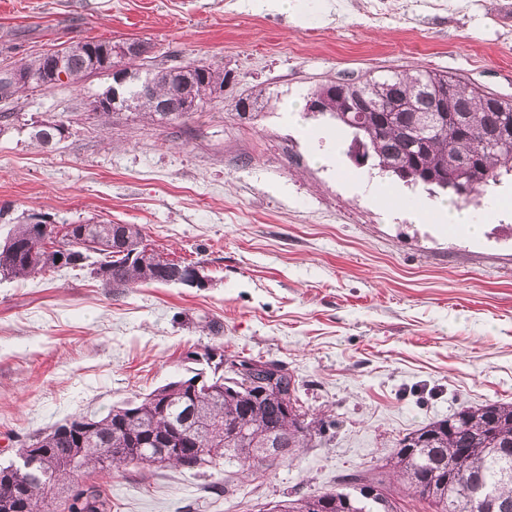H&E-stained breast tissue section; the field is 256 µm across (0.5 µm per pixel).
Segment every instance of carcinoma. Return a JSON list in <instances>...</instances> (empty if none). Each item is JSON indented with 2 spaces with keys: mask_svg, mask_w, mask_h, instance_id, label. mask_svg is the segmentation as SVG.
I'll return each mask as SVG.
<instances>
[{
  "mask_svg": "<svg viewBox=\"0 0 512 512\" xmlns=\"http://www.w3.org/2000/svg\"><path fill=\"white\" fill-rule=\"evenodd\" d=\"M117 41L85 40L61 48L68 54L66 79L50 72L46 55L0 64V95L13 101L31 91L74 85L94 76H108L116 62ZM31 77L29 85L13 87L14 66ZM228 71L193 61L155 65L145 78L131 75L125 96L112 105V89L90 103L101 118L115 112H138L166 124L183 117L181 109L200 110L224 99L220 90ZM361 89L381 100L382 110L342 117L347 97L320 86L311 98L361 143L371 165L412 185L446 190L463 202H474L504 174L512 172V141L498 143L512 127V101L492 104L494 95L455 74L424 70L394 71L367 79ZM447 92L459 107V124L419 127L420 113L407 105L431 106L429 94ZM65 124L46 121L31 127V141L41 147L57 143ZM173 261L145 244L138 224H69L62 237L55 226L32 214L15 225L0 243V273L26 280L50 269H90L101 284L121 293L142 284L175 283L168 266ZM202 378L193 391L163 390L134 401L135 413L111 409L102 415H76L29 439L32 465L0 467V512H51L56 496L69 492L68 512H112V500L100 487L80 477L107 473L130 464L152 466L143 449H157L160 437L180 435L179 455L167 466L198 472L217 469L224 460L248 470H270L335 422L308 418L297 395L296 380L285 372L280 382L229 385L218 366L195 373ZM392 470L414 495L431 502L435 512H512V403L464 406L446 419L406 434L388 460ZM347 487L371 486L368 500L340 490L283 500L272 512H307L316 497L324 512H397L396 501L382 481L356 471L340 477Z\"/></svg>",
  "mask_w": 512,
  "mask_h": 512,
  "instance_id": "cac0c4a2",
  "label": "carcinoma"
}]
</instances>
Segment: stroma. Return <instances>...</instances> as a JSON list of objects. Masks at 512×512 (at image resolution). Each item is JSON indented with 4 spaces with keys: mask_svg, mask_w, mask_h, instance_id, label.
Instances as JSON below:
<instances>
[{
    "mask_svg": "<svg viewBox=\"0 0 512 512\" xmlns=\"http://www.w3.org/2000/svg\"><path fill=\"white\" fill-rule=\"evenodd\" d=\"M0 0V53L35 57L81 40L139 39L155 53L230 71L224 100L163 126L90 102L98 76L22 97L0 131V242L11 221L143 227L164 257L198 264L203 287L143 284L117 295L88 270L0 276V464L79 413L188 377L205 352L273 360L333 436L265 473L131 466L87 475L112 512H263L387 479L398 439L460 406L512 402V218L449 233L421 214L441 190L376 176L328 117L281 107L328 82L449 71L512 100V0ZM256 106L241 115L242 96ZM60 119L42 148L27 129ZM334 153L332 165L317 153ZM231 490L217 494L214 484Z\"/></svg>",
    "mask_w": 512,
    "mask_h": 512,
    "instance_id": "1",
    "label": "stroma"
}]
</instances>
